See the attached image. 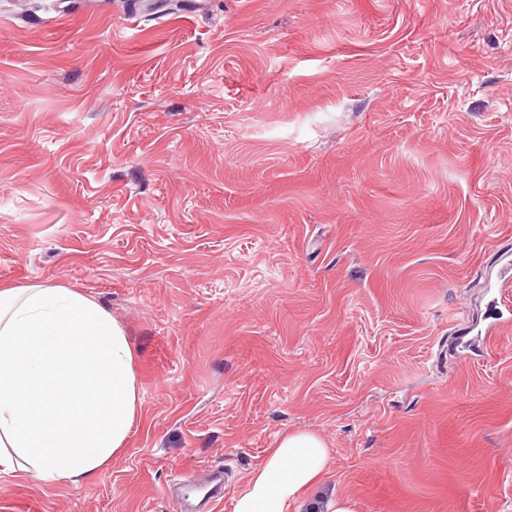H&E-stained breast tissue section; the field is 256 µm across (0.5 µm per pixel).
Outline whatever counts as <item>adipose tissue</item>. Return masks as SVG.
Instances as JSON below:
<instances>
[{"label": "adipose tissue", "mask_w": 512, "mask_h": 512, "mask_svg": "<svg viewBox=\"0 0 512 512\" xmlns=\"http://www.w3.org/2000/svg\"><path fill=\"white\" fill-rule=\"evenodd\" d=\"M140 391L126 331L98 302L62 286L0 288V474L90 482L125 450ZM329 465L321 435L285 434L234 512H299Z\"/></svg>", "instance_id": "ef3b65f1"}]
</instances>
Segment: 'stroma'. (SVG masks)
Segmentation results:
<instances>
[{"label":"stroma","mask_w":512,"mask_h":512,"mask_svg":"<svg viewBox=\"0 0 512 512\" xmlns=\"http://www.w3.org/2000/svg\"><path fill=\"white\" fill-rule=\"evenodd\" d=\"M0 0V286L85 294L141 383L92 483L192 512L323 435L316 508L512 512V0Z\"/></svg>","instance_id":"1"}]
</instances>
